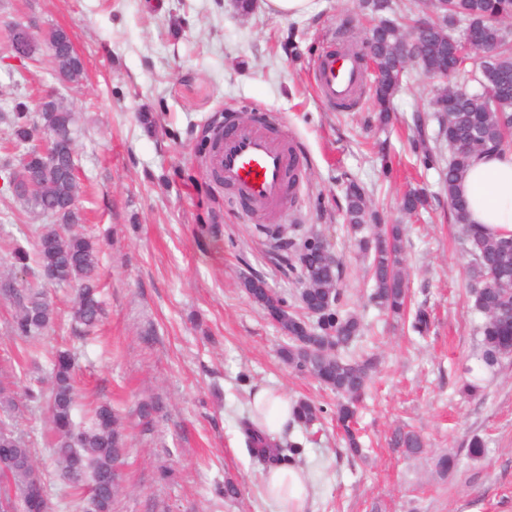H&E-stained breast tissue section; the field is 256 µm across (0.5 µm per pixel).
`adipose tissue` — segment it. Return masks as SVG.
<instances>
[{"instance_id":"obj_1","label":"adipose tissue","mask_w":512,"mask_h":512,"mask_svg":"<svg viewBox=\"0 0 512 512\" xmlns=\"http://www.w3.org/2000/svg\"><path fill=\"white\" fill-rule=\"evenodd\" d=\"M470 222L483 234L512 235V150L493 152L474 161L459 186ZM253 423L270 439H281L295 425L292 399L280 389L261 387L252 395ZM265 495L278 512H307V477L296 465L269 467L263 477Z\"/></svg>"}]
</instances>
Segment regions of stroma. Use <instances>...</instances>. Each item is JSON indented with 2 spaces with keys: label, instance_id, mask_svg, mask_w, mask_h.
<instances>
[{
  "label": "stroma",
  "instance_id": "35a3bbf8",
  "mask_svg": "<svg viewBox=\"0 0 512 512\" xmlns=\"http://www.w3.org/2000/svg\"><path fill=\"white\" fill-rule=\"evenodd\" d=\"M290 18L235 0H0V41L18 23L71 31L84 61L77 84L59 81L48 54L16 61L0 50V142L17 103L53 92L78 123V229L98 239L105 316L82 337L71 318L72 291L43 282L37 266L12 265L14 247L33 249L47 219L0 189V280L41 287L55 320L36 348L11 333L13 307L0 297V385L14 395L9 420L27 442L47 486L52 512L84 503L55 475L40 403L23 386L44 379L56 350L74 354L85 422L109 401L123 415L130 448L114 512H276L262 497L261 465L238 422L251 413L255 387L267 385L323 410L300 465L310 512H512V360L481 375L479 395L459 393L479 343L480 314L467 292L470 260L460 244L437 169H422L408 133L429 114L431 83L412 74L394 100L399 120L380 130L369 98L345 110L327 103L315 64L344 22L367 28L357 0H312ZM260 120L304 157L295 210L257 220L207 166L216 129ZM419 178H412V168ZM370 193L382 223L405 227L402 253L413 303L426 305V335L388 319L369 302L365 263L344 222V185ZM425 186L420 216L401 197ZM342 260L343 308L366 325L357 353L373 357V381L359 404L364 451L346 453L336 428V395L299 376L278 355L288 342L246 295L241 280L263 279L291 308L302 275L283 238L307 230ZM421 435L425 451L405 456L397 430ZM485 443L468 458L472 437ZM461 453L456 470L438 459ZM239 489L224 496L225 482Z\"/></svg>",
  "mask_w": 512,
  "mask_h": 512
}]
</instances>
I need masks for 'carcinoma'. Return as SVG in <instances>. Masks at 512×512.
Here are the masks:
<instances>
[{"label": "carcinoma", "mask_w": 512, "mask_h": 512, "mask_svg": "<svg viewBox=\"0 0 512 512\" xmlns=\"http://www.w3.org/2000/svg\"><path fill=\"white\" fill-rule=\"evenodd\" d=\"M423 4L436 21L419 40L418 68L429 78L440 73L442 63L448 62L454 86L465 93L456 98L448 116L433 112L439 135L448 144V158L427 142L421 116L415 118L413 145L415 152L438 166L439 191L448 199L454 223L461 226L464 249L471 258L468 288L474 308L483 316L478 326L481 342L477 360L481 369L491 371L503 359L512 357V237L473 231L458 187L474 156L490 146L498 150L512 148V0H423ZM358 6L376 23L363 37L355 36L342 45L351 47L361 62L367 76L365 91L373 102L376 121L386 126L392 120V100L409 78V71L400 69L399 64L404 41L409 37L407 20L412 15L402 16L400 24L384 17L405 10L406 4L400 0H358ZM486 67L499 75L492 89L480 80V72ZM40 118L43 127L75 124V113L62 99L40 113ZM37 132L38 127L30 123L27 106L18 105L10 125L11 143L16 147L27 145L35 140ZM25 155L30 157L26 166L20 168L8 159L0 164V172L8 182L17 177H37V187L22 200L54 223L42 228L33 252L13 249L14 265L25 268L33 260L42 269L53 268V283L74 289L72 317L82 332L89 334L103 316L96 284L100 244L65 223L62 209L70 199L79 198L77 177L70 172L65 156L53 161L31 147ZM345 198L346 223L359 250L372 257L371 300L391 317L402 319L409 299L408 274L400 249L404 225L380 223L368 193L357 182L346 185ZM426 201L427 189L420 187L405 195L401 206L414 215ZM319 242L318 238L283 242L299 253L303 272L300 301L317 313L310 319L290 310L280 319L288 344L279 355L293 371L313 377L336 393V423L343 432L346 453L356 456L360 453L354 428L358 402L371 383L373 366L368 359L347 356L360 338L363 325L357 315L341 313V289H336L335 303L327 308L322 303L321 290L338 284L342 269L341 264L323 255ZM243 287L254 304L267 310L264 280L253 278ZM0 294L13 302L14 335L29 343L37 341L53 323L55 311L42 290L30 285L13 288L6 283ZM429 324L428 310L422 304L414 313L411 327L422 335ZM78 398L75 359L68 351H58L51 361L46 413L59 476L79 495L89 489L90 512H113L121 489V467L128 454L122 417L111 404L102 402L93 407L89 424L78 425L73 417ZM321 413L323 408L304 399L297 401L300 427L309 429ZM239 428L250 453L266 465L294 463L304 454L300 441L269 442L247 417L240 420ZM394 444L407 456L424 452L422 438L413 432L396 433ZM32 467V452L23 437L12 424L0 419V495L14 491L15 498L10 501L13 512H31L27 491Z\"/></svg>", "instance_id": "obj_1"}]
</instances>
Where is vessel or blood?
<instances>
[{"mask_svg":"<svg viewBox=\"0 0 512 512\" xmlns=\"http://www.w3.org/2000/svg\"><path fill=\"white\" fill-rule=\"evenodd\" d=\"M316 83L330 102L350 100L364 75L353 58L333 56L318 62ZM298 154L256 126H244L223 137L211 165L225 182L238 187L249 207L276 204L284 190L287 167L299 163Z\"/></svg>","mask_w":512,"mask_h":512,"instance_id":"vessel-or-blood-1","label":"vessel or blood"}]
</instances>
